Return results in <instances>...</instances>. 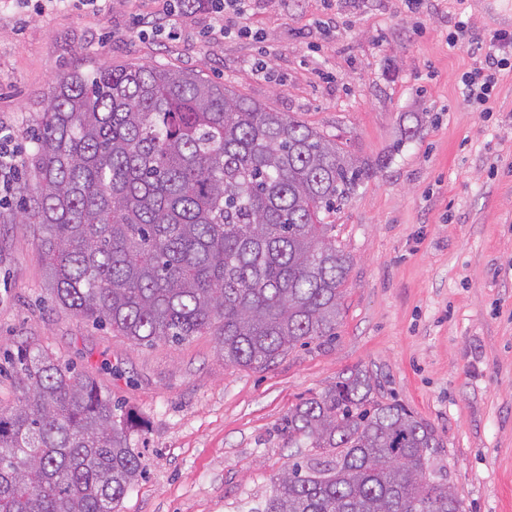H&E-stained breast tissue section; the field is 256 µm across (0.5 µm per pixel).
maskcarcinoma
Wrapping results in <instances>:
<instances>
[{"label": "carcinoma", "mask_w": 512, "mask_h": 512, "mask_svg": "<svg viewBox=\"0 0 512 512\" xmlns=\"http://www.w3.org/2000/svg\"><path fill=\"white\" fill-rule=\"evenodd\" d=\"M11 220L37 235L56 304L136 345L215 337L266 368L335 335L349 261L327 219L375 165L199 71L74 69L32 130ZM0 409V512H119L142 476L134 411L37 346L11 361ZM312 454L256 512H463L432 485L439 440L353 369L283 423Z\"/></svg>", "instance_id": "carcinoma-1"}]
</instances>
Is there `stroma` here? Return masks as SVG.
Masks as SVG:
<instances>
[{
	"instance_id": "1",
	"label": "stroma",
	"mask_w": 512,
	"mask_h": 512,
	"mask_svg": "<svg viewBox=\"0 0 512 512\" xmlns=\"http://www.w3.org/2000/svg\"><path fill=\"white\" fill-rule=\"evenodd\" d=\"M167 0H0V124L30 151L56 78L101 64L199 71L316 128L372 164L335 215L350 258L334 339L266 369L226 365L213 337L133 344L52 304L30 225L0 223V366L50 347L147 423L143 475L120 512H238L305 451L282 423L301 399L362 369L379 400L432 427L464 512H512V74L490 111L464 100L476 62L448 45L457 11L483 36L481 0H248L250 37H209L215 15L165 33ZM157 29L140 32L136 15ZM266 74L254 76L255 66Z\"/></svg>"
}]
</instances>
